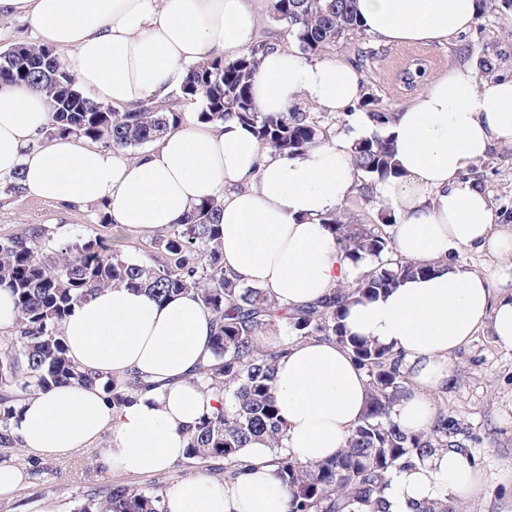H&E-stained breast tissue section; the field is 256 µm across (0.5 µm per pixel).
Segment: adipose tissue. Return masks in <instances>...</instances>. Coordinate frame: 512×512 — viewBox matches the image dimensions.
Masks as SVG:
<instances>
[{
  "mask_svg": "<svg viewBox=\"0 0 512 512\" xmlns=\"http://www.w3.org/2000/svg\"><path fill=\"white\" fill-rule=\"evenodd\" d=\"M256 2L0 0V14L26 21L44 45L66 51L78 86L97 101L134 109L166 100L187 66L247 51L259 24ZM356 9L365 33L395 45L449 42L478 14L476 0H357ZM365 94L353 66L277 45L261 55L253 78L258 110L284 112L308 99L347 117L351 136L291 158L262 146L237 121L198 122L128 159L84 138H42L46 97L0 85V176L23 168L27 196L63 205L100 202L114 226L136 231L180 223L204 200H220L225 269L293 308L373 267L350 261L323 222L359 183L351 149L372 130L356 108ZM385 134L397 173L377 184L375 196L398 217L399 255L433 272L371 300L349 298L344 322L349 334L401 352L410 387L392 416L402 428L426 431L435 396L456 381V349L487 328L499 347L512 350V263L480 273L448 261L461 248L512 253V229L499 226L489 198L467 177L493 144L512 146V79L482 84L473 68L451 66L397 112ZM63 332L81 369L135 375L153 388L118 411L96 388L29 397L12 433L34 455L62 457L106 435L109 469L156 474L184 458L186 431L221 407L199 382V368L213 360V322L193 294L159 303L107 288L75 305ZM274 396L287 424L284 451L315 464L344 448L367 411L369 389L347 349L307 340L279 359ZM241 455L252 464L246 476L223 484L185 481L167 495L168 512H287V495L267 465L270 448L254 441ZM480 488L464 453L442 449L391 475L384 508L417 512L423 503Z\"/></svg>",
  "mask_w": 512,
  "mask_h": 512,
  "instance_id": "obj_1",
  "label": "adipose tissue"
}]
</instances>
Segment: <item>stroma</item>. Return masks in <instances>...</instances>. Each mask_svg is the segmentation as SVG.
<instances>
[{
	"mask_svg": "<svg viewBox=\"0 0 512 512\" xmlns=\"http://www.w3.org/2000/svg\"><path fill=\"white\" fill-rule=\"evenodd\" d=\"M374 56L363 66L365 86L372 90L390 111L410 102L416 89L398 85L393 73L396 46L370 40ZM433 60L428 74L447 70L452 64L479 67L489 61L490 72H479V82L512 79V0H495L493 8L478 15L467 32L451 43L428 48ZM498 215L499 223L512 228V147L490 150L470 171ZM0 178V237L17 233L31 224L57 227L64 237L98 232L119 236L122 255L148 260L146 232L118 233L111 225H101L99 214L104 206L89 203L73 207L58 206L24 195L4 191ZM452 364L457 380L447 393L436 396L449 416L458 420L460 431L453 442L462 449L472 467L483 479L482 490L470 496H456L447 501L448 512H512V350L500 348L490 331L480 330L466 345L456 350ZM108 445L83 448L68 459L36 458L25 449L1 448L0 461L23 465L27 479L12 496L0 497V512H73L84 496L115 484L170 489L191 478L203 476L202 468L179 462L170 469L148 476L127 475L98 464Z\"/></svg>",
	"mask_w": 512,
	"mask_h": 512,
	"instance_id": "obj_1",
	"label": "stroma"
}]
</instances>
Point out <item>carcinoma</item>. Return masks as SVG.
<instances>
[{
  "instance_id": "carcinoma-1",
  "label": "carcinoma",
  "mask_w": 512,
  "mask_h": 512,
  "mask_svg": "<svg viewBox=\"0 0 512 512\" xmlns=\"http://www.w3.org/2000/svg\"><path fill=\"white\" fill-rule=\"evenodd\" d=\"M269 14L291 28L301 53L318 56L342 39L363 37L356 0H268ZM258 44L233 60L206 59L187 69L176 99L164 105H141L114 112L81 92L75 77L58 57L53 68L42 66L50 48L15 46L0 54V84L43 92L51 105L45 137L75 136L114 149L141 148L162 138L182 122V99L202 102L200 122L230 119L252 128L256 138L289 156H300L325 140L319 122L294 107L288 112L257 111L251 81ZM358 108L374 130L354 143L353 165L364 188L374 189L396 170L394 151L382 131L394 113L366 95ZM221 201L193 208L184 222L158 231L150 240L151 261L126 259L112 240L98 233L71 240L56 228L32 224L0 237V287L11 291L17 311L12 334L0 339V447H15L11 426L18 402L29 395L72 385L97 386L112 409L133 401L149 384L133 376L82 371L69 358L62 326L72 307L109 287L146 291L157 299L194 293L211 313L213 364L200 370L206 388L224 398V406L188 431L186 459L231 482L248 472L240 450L253 439H268L276 450L272 476L288 494V512H355L353 505H376L387 475L413 468L433 448H448V431L457 421L436 410L429 431H405L392 419L394 403L408 391L400 353L347 335L342 306L350 296L372 299L405 277L429 269L397 255L395 240L382 225L346 224L333 213L324 223L355 264L370 258L373 270L340 287L319 305L279 307L269 292L246 285L224 271L221 247ZM274 335L278 345L263 347L259 337ZM334 340L348 348L366 374L367 413L335 457L304 465L280 452L285 422L279 415L273 384L278 360L297 341ZM166 492L136 485L115 486L87 495L76 512H167Z\"/></svg>"
}]
</instances>
